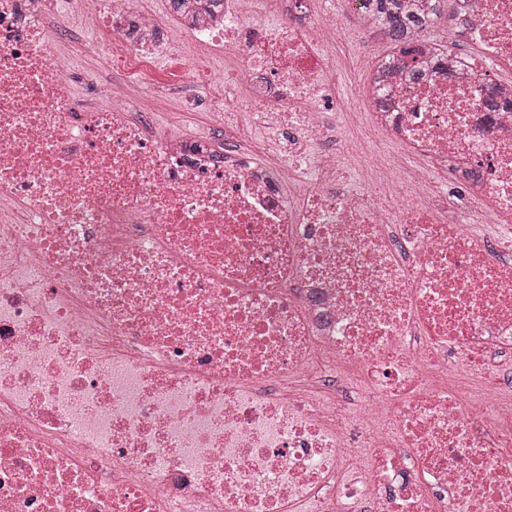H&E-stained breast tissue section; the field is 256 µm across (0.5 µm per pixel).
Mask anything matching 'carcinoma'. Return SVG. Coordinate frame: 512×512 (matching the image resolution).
Segmentation results:
<instances>
[{"label": "carcinoma", "mask_w": 512, "mask_h": 512, "mask_svg": "<svg viewBox=\"0 0 512 512\" xmlns=\"http://www.w3.org/2000/svg\"><path fill=\"white\" fill-rule=\"evenodd\" d=\"M441 2L443 0H427L426 4L411 9L404 0H375L377 23L384 28V36L389 39L391 48L395 49L390 59L402 62V69L413 79H423L425 70L417 64L416 48L408 36L417 35L435 24L440 15ZM194 5L210 11H221L224 0H203L201 4L171 0L172 9L179 16Z\"/></svg>", "instance_id": "1"}]
</instances>
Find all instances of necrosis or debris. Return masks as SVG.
I'll use <instances>...</instances> for the list:
<instances>
[{
  "label": "necrosis or debris",
  "instance_id": "1",
  "mask_svg": "<svg viewBox=\"0 0 512 512\" xmlns=\"http://www.w3.org/2000/svg\"><path fill=\"white\" fill-rule=\"evenodd\" d=\"M49 3L0 0V512H512V381L458 377L512 356V253L472 231L512 234V0L448 25L488 72L416 41L432 78L382 70L354 140L310 0L187 12L238 60L200 87L220 151L121 86L81 107ZM82 9L147 81L160 19ZM273 113L287 148L258 163ZM397 146L431 165L399 174ZM439 182L466 207L427 208Z\"/></svg>",
  "mask_w": 512,
  "mask_h": 512
}]
</instances>
